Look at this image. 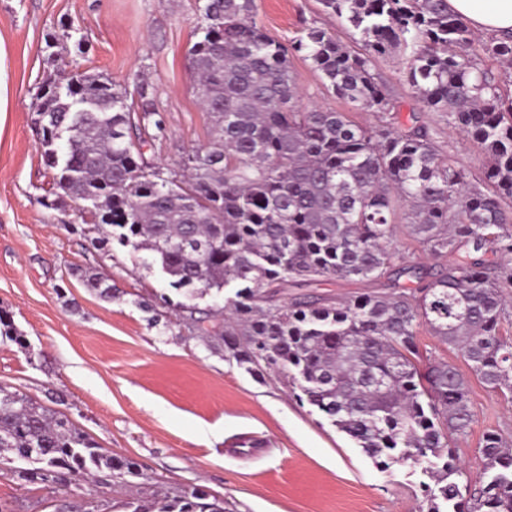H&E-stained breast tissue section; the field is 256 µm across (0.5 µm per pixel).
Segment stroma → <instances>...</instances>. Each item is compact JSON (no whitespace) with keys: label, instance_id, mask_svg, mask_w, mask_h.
<instances>
[{"label":"stroma","instance_id":"obj_1","mask_svg":"<svg viewBox=\"0 0 512 512\" xmlns=\"http://www.w3.org/2000/svg\"><path fill=\"white\" fill-rule=\"evenodd\" d=\"M257 20L281 42L319 27L347 33L318 0H257ZM198 0H0V386L52 403L100 448L146 467L150 480L106 490L87 486L73 500L108 503L195 485L238 512H415L429 476L394 463L382 468L308 404L261 380L223 349L189 336L171 310L150 325L160 294L180 301L145 250L103 242L74 203L47 207L51 174L34 124V95L64 70L109 77L116 91L145 87L165 120L166 138L146 149L153 164L181 170L208 141V120L192 92L188 49ZM300 106L320 104L370 125L378 113L328 91L308 61L292 60ZM399 53L374 72L404 111L433 131L441 151L480 175V146L428 111L403 79ZM99 274L111 297L88 288ZM475 412L455 453L468 478L482 469L487 431L512 443V403L469 381ZM59 494L0 471L8 512H53Z\"/></svg>","mask_w":512,"mask_h":512}]
</instances>
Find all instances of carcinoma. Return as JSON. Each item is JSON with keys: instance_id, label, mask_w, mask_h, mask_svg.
Listing matches in <instances>:
<instances>
[{"instance_id": "1", "label": "carcinoma", "mask_w": 512, "mask_h": 512, "mask_svg": "<svg viewBox=\"0 0 512 512\" xmlns=\"http://www.w3.org/2000/svg\"><path fill=\"white\" fill-rule=\"evenodd\" d=\"M350 35L318 27L285 46L257 23L256 0H198L189 48L208 143L182 172L150 163L143 148L164 137L163 119L137 90L136 104L96 73L47 76L35 125L57 204L76 203L123 246L149 250L169 285L192 299L222 292L218 319L173 305L188 332L262 376L274 373L301 402L384 467L431 474L427 512H512V451L486 434L482 476L462 475L449 439L474 413L468 380L435 360L420 369L421 325L458 349L472 374L512 400V336L505 289L512 267V99L480 67L512 65V39L475 40L448 0H319ZM400 51L414 94L486 157L481 181L444 155L419 117L372 72ZM302 55L336 96L380 114L363 126L348 113L298 104L291 56ZM446 262L428 267L399 237ZM337 280L381 282L390 292L346 301L290 288ZM63 491L55 512H99L67 500L80 482L116 485L151 476L101 450L62 412L0 387V470ZM121 512H228L200 487L125 498Z\"/></svg>"}]
</instances>
